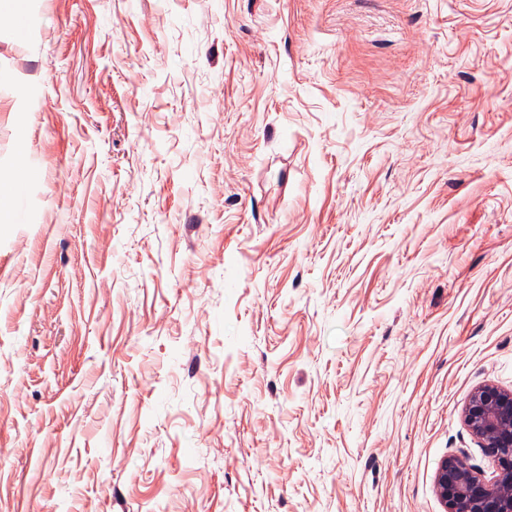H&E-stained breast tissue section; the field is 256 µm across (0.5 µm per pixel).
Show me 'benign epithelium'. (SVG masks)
I'll return each mask as SVG.
<instances>
[{"label":"benign epithelium","instance_id":"benign-epithelium-1","mask_svg":"<svg viewBox=\"0 0 512 512\" xmlns=\"http://www.w3.org/2000/svg\"><path fill=\"white\" fill-rule=\"evenodd\" d=\"M463 419L493 460L494 471L477 472L460 455L443 459L435 490L445 512H512V390L478 385Z\"/></svg>","mask_w":512,"mask_h":512}]
</instances>
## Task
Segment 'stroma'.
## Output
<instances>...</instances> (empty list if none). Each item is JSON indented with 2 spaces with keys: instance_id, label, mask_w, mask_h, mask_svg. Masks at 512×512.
<instances>
[{
  "instance_id": "obj_1",
  "label": "stroma",
  "mask_w": 512,
  "mask_h": 512,
  "mask_svg": "<svg viewBox=\"0 0 512 512\" xmlns=\"http://www.w3.org/2000/svg\"><path fill=\"white\" fill-rule=\"evenodd\" d=\"M0 512H443L512 389V0H0Z\"/></svg>"
}]
</instances>
